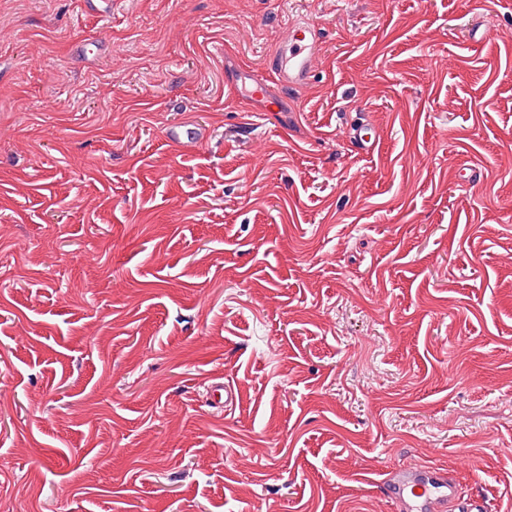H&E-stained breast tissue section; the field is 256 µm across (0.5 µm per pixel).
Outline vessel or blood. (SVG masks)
<instances>
[{
	"mask_svg": "<svg viewBox=\"0 0 512 512\" xmlns=\"http://www.w3.org/2000/svg\"><path fill=\"white\" fill-rule=\"evenodd\" d=\"M319 41V32L311 20L291 21L284 41L267 57L263 70L239 67L237 75L226 84L228 97L243 106L261 101L267 111H279L284 101L293 100L310 88ZM276 86L281 88V95H273ZM166 136L171 143L184 147L203 138L197 127L187 123L170 127ZM350 137L358 151L368 153L376 146V135L369 123L352 126ZM382 491L396 512H484L478 500L462 497L456 479L443 467L393 468L382 482Z\"/></svg>",
	"mask_w": 512,
	"mask_h": 512,
	"instance_id": "vessel-or-blood-1",
	"label": "vessel or blood"
}]
</instances>
